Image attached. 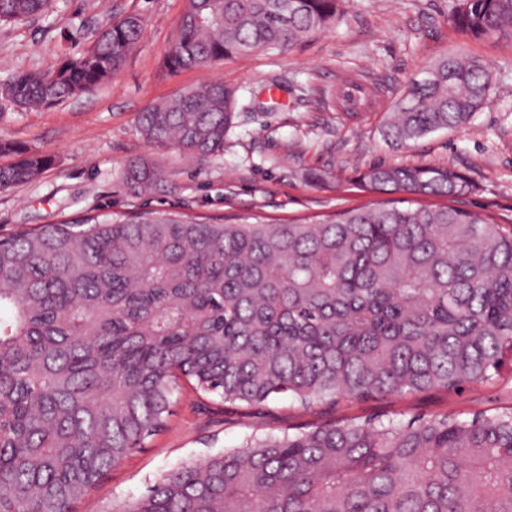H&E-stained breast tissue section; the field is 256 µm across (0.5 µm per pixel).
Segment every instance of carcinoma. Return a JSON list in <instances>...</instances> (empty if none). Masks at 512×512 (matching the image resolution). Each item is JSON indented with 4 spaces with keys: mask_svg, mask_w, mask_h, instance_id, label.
Returning a JSON list of instances; mask_svg holds the SVG:
<instances>
[{
    "mask_svg": "<svg viewBox=\"0 0 512 512\" xmlns=\"http://www.w3.org/2000/svg\"><path fill=\"white\" fill-rule=\"evenodd\" d=\"M347 0H186L171 72L334 28ZM52 0H0V25ZM451 23L512 37V0H462ZM52 71L16 72L19 109L90 93L124 68L143 19L108 17ZM493 88L483 61L448 54L412 79L384 136L403 146L465 124ZM345 109L369 104L342 90ZM234 91L213 80L141 113L158 147L224 152ZM0 192L52 158L11 142ZM133 157V196L170 182ZM363 187L400 198L318 221L208 222L165 210L86 214L0 237V512L74 503L166 426L180 381L226 402L305 405L493 380L512 356V224L452 202L475 186L441 165H374ZM416 196L448 205H413ZM111 512H512V410L470 418H372L251 438L185 464Z\"/></svg>",
    "mask_w": 512,
    "mask_h": 512,
    "instance_id": "1",
    "label": "carcinoma"
}]
</instances>
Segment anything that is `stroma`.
Instances as JSON below:
<instances>
[{
    "instance_id": "1",
    "label": "stroma",
    "mask_w": 512,
    "mask_h": 512,
    "mask_svg": "<svg viewBox=\"0 0 512 512\" xmlns=\"http://www.w3.org/2000/svg\"><path fill=\"white\" fill-rule=\"evenodd\" d=\"M456 0H349L345 19L284 53L259 50L207 70L175 74L163 58L176 37L185 0H53L42 17L0 26V80L54 69L63 50L92 44L101 20L139 14L145 30L124 69L90 94L49 108L18 109L0 97V141L53 157L32 181L0 192V231L50 224L88 209L182 211L199 216H258L279 223L318 220L365 207L374 194L356 182L376 164H442L475 185L461 208L512 224V39L461 34L448 21ZM463 52L487 63L493 89L464 127L435 131L397 148L382 131L411 77L434 59ZM347 75L383 91L381 102L350 116L336 94ZM237 91L224 152L205 162L149 145L138 118L149 106L210 80ZM159 157L175 186L138 197L120 178L126 159ZM512 407V362L487 385L365 401L302 405L277 397L262 406L225 403L183 383L164 430L125 458L83 496L76 512H110L166 473L238 446L250 437L293 434L330 422L375 416H472Z\"/></svg>"
}]
</instances>
